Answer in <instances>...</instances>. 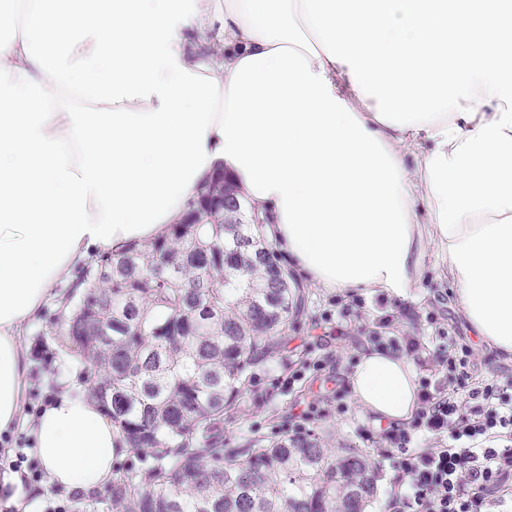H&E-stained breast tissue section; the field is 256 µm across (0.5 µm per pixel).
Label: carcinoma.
<instances>
[{
    "mask_svg": "<svg viewBox=\"0 0 512 512\" xmlns=\"http://www.w3.org/2000/svg\"><path fill=\"white\" fill-rule=\"evenodd\" d=\"M222 174L154 242L91 262L56 334L151 465L114 473L115 512H365L376 467L313 431L224 447V416L304 314L301 288Z\"/></svg>",
    "mask_w": 512,
    "mask_h": 512,
    "instance_id": "carcinoma-1",
    "label": "carcinoma"
}]
</instances>
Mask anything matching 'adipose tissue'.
<instances>
[{"label": "adipose tissue", "instance_id": "obj_1", "mask_svg": "<svg viewBox=\"0 0 512 512\" xmlns=\"http://www.w3.org/2000/svg\"><path fill=\"white\" fill-rule=\"evenodd\" d=\"M219 171L326 291L415 297L434 247L512 360V0H0V433L56 285L164 235ZM349 380L378 418L417 407L406 355L361 354ZM30 434L50 485L111 481L92 398Z\"/></svg>", "mask_w": 512, "mask_h": 512}]
</instances>
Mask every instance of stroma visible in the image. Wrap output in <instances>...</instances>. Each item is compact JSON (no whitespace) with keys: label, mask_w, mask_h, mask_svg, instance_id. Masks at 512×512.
Here are the masks:
<instances>
[{"label":"stroma","mask_w":512,"mask_h":512,"mask_svg":"<svg viewBox=\"0 0 512 512\" xmlns=\"http://www.w3.org/2000/svg\"><path fill=\"white\" fill-rule=\"evenodd\" d=\"M59 294L65 286H58ZM51 299L39 318L25 326L23 340L29 351L25 392L20 418L22 428L16 429L12 443L0 441V453L14 454L17 439L27 438L26 427L32 424L47 401L68 391L83 394L87 385L78 361L61 345L53 334L51 323L60 313L59 301ZM444 332L456 344L469 346L473 356L468 372L473 380L512 381V362L487 349L474 336L460 313L454 292L447 281L438 280L435 272H427L417 297L388 298L381 295L342 296L320 288L306 287L305 313L296 321L288 339L269 366L256 369L249 390L238 399L224 421V445L235 448L249 436H271L287 425L300 403L317 398L323 383L345 380L370 345V336H403L415 334L429 337ZM322 361L321 371L311 365ZM304 371L302 380L292 388L283 383L294 371ZM373 414L357 403H350L345 414L329 411L315 422L313 429L331 451L357 448L370 460H377L379 439L361 436L360 427H372ZM22 491L29 512H46L56 500L67 501L71 512H112L111 507H99L97 490L45 489L43 482H28L22 488L0 484V512H17L7 502L15 491Z\"/></svg>","instance_id":"35a3bbf8"}]
</instances>
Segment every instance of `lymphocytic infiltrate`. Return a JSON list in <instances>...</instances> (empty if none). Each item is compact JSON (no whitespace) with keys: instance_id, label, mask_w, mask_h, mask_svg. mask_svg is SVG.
<instances>
[{"instance_id":"obj_1","label":"lymphocytic infiltrate","mask_w":512,"mask_h":512,"mask_svg":"<svg viewBox=\"0 0 512 512\" xmlns=\"http://www.w3.org/2000/svg\"><path fill=\"white\" fill-rule=\"evenodd\" d=\"M471 358L470 348L437 337L418 409L409 422L381 428L394 472L387 512H507L512 391L495 381L467 385ZM424 435L435 447H417Z\"/></svg>"}]
</instances>
